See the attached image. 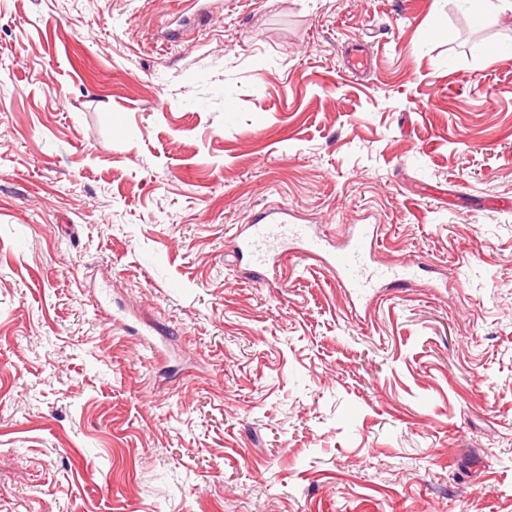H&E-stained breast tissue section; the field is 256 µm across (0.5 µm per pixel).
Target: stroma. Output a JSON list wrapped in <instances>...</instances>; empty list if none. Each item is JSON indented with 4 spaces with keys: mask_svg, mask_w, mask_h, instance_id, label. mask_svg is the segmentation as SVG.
<instances>
[{
    "mask_svg": "<svg viewBox=\"0 0 512 512\" xmlns=\"http://www.w3.org/2000/svg\"><path fill=\"white\" fill-rule=\"evenodd\" d=\"M0 512H512V0H0ZM380 224H354L342 245L331 244L318 232V225L298 223L285 205L266 207L244 224L237 252L259 269H265L279 254L296 253L319 261L336 272V279L359 303L367 302L381 288L410 282L414 263L383 267L374 254Z\"/></svg>",
    "mask_w": 512,
    "mask_h": 512,
    "instance_id": "obj_1",
    "label": "stroma"
}]
</instances>
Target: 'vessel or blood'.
<instances>
[{
    "label": "vessel or blood",
    "instance_id": "obj_1",
    "mask_svg": "<svg viewBox=\"0 0 512 512\" xmlns=\"http://www.w3.org/2000/svg\"><path fill=\"white\" fill-rule=\"evenodd\" d=\"M378 242V225L355 224L342 245L331 246L316 226L298 223L288 206L279 205L263 208L245 224L237 252L240 258L261 269L285 252L319 261L335 272L338 283L358 302L364 303L379 289L406 284L414 276L410 264H377L374 254Z\"/></svg>",
    "mask_w": 512,
    "mask_h": 512
}]
</instances>
